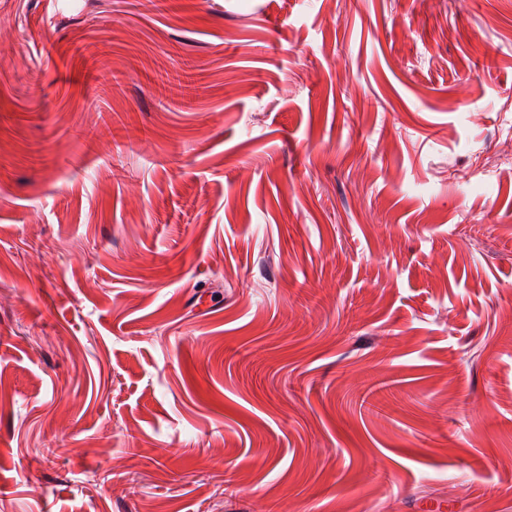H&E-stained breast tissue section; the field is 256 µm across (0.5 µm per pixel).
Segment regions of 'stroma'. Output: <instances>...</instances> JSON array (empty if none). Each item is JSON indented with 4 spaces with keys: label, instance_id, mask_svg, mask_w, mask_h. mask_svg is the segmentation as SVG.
I'll list each match as a JSON object with an SVG mask.
<instances>
[{
    "label": "stroma",
    "instance_id": "35a3bbf8",
    "mask_svg": "<svg viewBox=\"0 0 512 512\" xmlns=\"http://www.w3.org/2000/svg\"><path fill=\"white\" fill-rule=\"evenodd\" d=\"M0 19V512H512V0Z\"/></svg>",
    "mask_w": 512,
    "mask_h": 512
}]
</instances>
